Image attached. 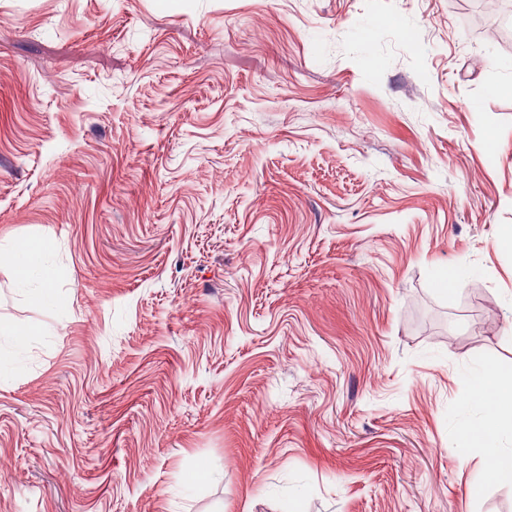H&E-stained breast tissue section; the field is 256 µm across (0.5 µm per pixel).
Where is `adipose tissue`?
Returning a JSON list of instances; mask_svg holds the SVG:
<instances>
[{
    "label": "adipose tissue",
    "mask_w": 512,
    "mask_h": 512,
    "mask_svg": "<svg viewBox=\"0 0 512 512\" xmlns=\"http://www.w3.org/2000/svg\"><path fill=\"white\" fill-rule=\"evenodd\" d=\"M52 244L45 238L15 241L0 252V261L9 262L19 283L38 280L39 288L29 296L37 305L55 304L59 295L53 270L45 263ZM466 405L484 410L480 422L464 424L459 429L461 447L477 450L484 459L486 472L499 482L512 484V448H503L501 440L512 435V366L486 364L470 376Z\"/></svg>",
    "instance_id": "obj_1"
}]
</instances>
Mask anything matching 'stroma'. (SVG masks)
I'll return each instance as SVG.
<instances>
[{
  "mask_svg": "<svg viewBox=\"0 0 512 512\" xmlns=\"http://www.w3.org/2000/svg\"><path fill=\"white\" fill-rule=\"evenodd\" d=\"M473 4L0 0V248L52 239L60 294L0 265L39 328L0 512H512L457 435L512 365V41Z\"/></svg>",
  "mask_w": 512,
  "mask_h": 512,
  "instance_id": "35a3bbf8",
  "label": "stroma"
}]
</instances>
